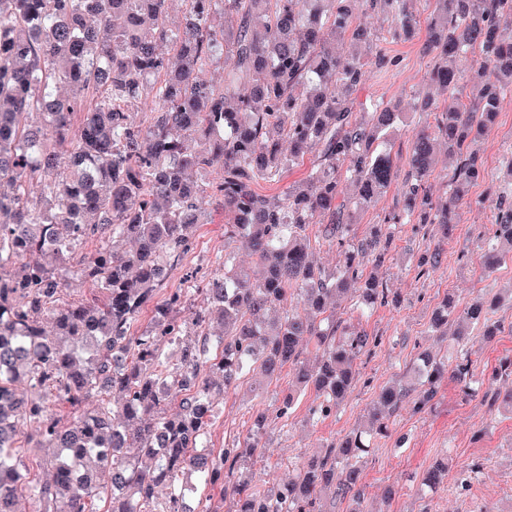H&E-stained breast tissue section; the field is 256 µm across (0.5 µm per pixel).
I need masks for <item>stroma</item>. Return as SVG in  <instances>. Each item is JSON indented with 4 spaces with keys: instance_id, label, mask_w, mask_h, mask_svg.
Instances as JSON below:
<instances>
[{
    "instance_id": "1",
    "label": "stroma",
    "mask_w": 512,
    "mask_h": 512,
    "mask_svg": "<svg viewBox=\"0 0 512 512\" xmlns=\"http://www.w3.org/2000/svg\"><path fill=\"white\" fill-rule=\"evenodd\" d=\"M356 15L365 17L380 38L381 47L398 58L397 66L370 70L358 98L364 105L376 102L399 104L411 111L413 97L425 91L431 55L422 49L421 40L392 41L390 16L366 11L358 0ZM485 167V178L471 190L474 205L464 207L463 222L456 238L448 243L443 268L425 278L413 265L418 248L428 238L414 224H399L394 229L396 259L378 275L397 288L404 298L401 308L377 306L362 312L344 302L347 322L381 336V344L363 357L358 381L345 402L325 420L307 424L312 395H305L288 421L278 422L267 439L264 454L254 456L241 473L260 490L286 481L293 469L332 439L359 427L380 389L396 380L420 352L429 350L439 358L454 361L455 341H436L429 330L433 310L444 297L466 303L479 294H496L512 289V261L492 274H483L478 259L477 239L493 223L497 212L495 187L506 179L504 156L512 154V95H505L494 130L474 145ZM220 206H212L210 223L198 229L190 252L174 263L164 290L181 288L189 273L210 275L232 248L238 260H248L243 239L224 243V226L229 223ZM492 318L501 330L491 339L473 336L469 347L473 361L471 396L445 380L435 404L422 414L403 406L390 419L387 435L366 439L368 451L361 466L368 512H512V415L491 408L483 395L488 386L500 392L512 391V378L489 383L498 360L512 355V303L497 306ZM288 374L263 390H254L251 377L241 378L235 389L220 398L208 428V443L213 450L248 436L251 428L250 405H271L287 394ZM448 461V478L441 487L422 483L426 471L439 459ZM392 498H385L386 488Z\"/></svg>"
}]
</instances>
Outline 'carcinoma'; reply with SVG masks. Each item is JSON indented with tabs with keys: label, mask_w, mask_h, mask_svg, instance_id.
<instances>
[{
	"label": "carcinoma",
	"mask_w": 512,
	"mask_h": 512,
	"mask_svg": "<svg viewBox=\"0 0 512 512\" xmlns=\"http://www.w3.org/2000/svg\"><path fill=\"white\" fill-rule=\"evenodd\" d=\"M353 2L186 0L174 20L167 0H0V512H17L23 496L33 512H93L96 501L103 512H213L191 507L206 489L230 497L232 512H365L361 432L261 492L240 464L295 412V397L251 408L249 437L217 455L207 444L214 401L246 375L261 388L285 368L314 394L308 420L346 399L358 360L381 339L337 317L336 297L401 305L369 267L394 260L390 226L405 219L436 238L414 257L418 276L441 269L484 178L470 144L492 130L512 90L502 34L512 0H425L434 6L425 19L416 0H364L391 16L392 39L425 31L429 80L445 94L414 105L433 121L409 140L404 171L386 148L403 113L357 102L367 65L396 59L353 22ZM466 54L471 78L457 64ZM219 69L217 83L208 74ZM299 84L309 87L302 97ZM135 109L144 122L131 120ZM440 143L455 159L443 197L429 186ZM310 154L306 177L277 196L256 191ZM398 180L394 212L355 238L351 210ZM213 199L233 218L224 243L244 237L251 263L226 253L211 277L191 274L157 299ZM310 224L336 248L331 272L312 260ZM91 240L96 251L83 252ZM482 249L488 274L512 260V187ZM75 282L101 296L67 297ZM196 295L204 307L181 319ZM500 300L477 295L460 307L445 297L431 332L460 344L454 366L420 353L410 382L380 390L365 429L387 433L405 402L416 413L432 407L449 377L469 389L470 328L497 335ZM148 308L152 324L133 331ZM305 338L319 352L313 363Z\"/></svg>",
	"instance_id": "cac0c4a2"
}]
</instances>
